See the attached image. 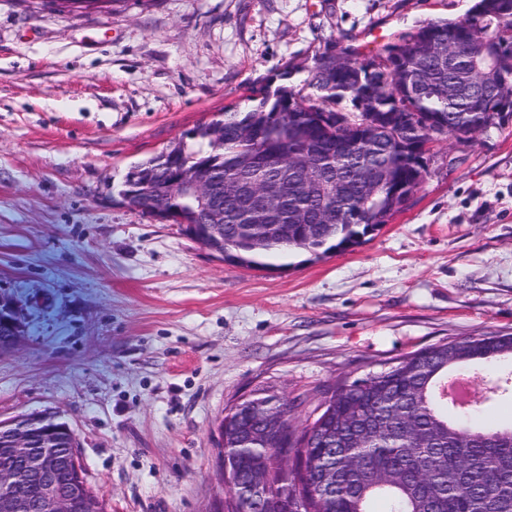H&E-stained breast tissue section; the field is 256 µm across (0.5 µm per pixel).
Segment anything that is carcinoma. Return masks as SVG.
<instances>
[{"mask_svg": "<svg viewBox=\"0 0 512 512\" xmlns=\"http://www.w3.org/2000/svg\"><path fill=\"white\" fill-rule=\"evenodd\" d=\"M471 21L481 22L484 31L481 55L448 50V40ZM308 87L307 95L286 85L253 92L246 111L224 112V136L197 125L133 166L117 196L129 192L133 172H152L156 191H168L160 163L165 154L224 169L226 186L250 167L276 178L281 165L297 157L300 167L288 170L278 212L279 222L292 224L288 244L241 231L239 198L228 189L221 224L202 210L194 219L199 243L207 244L219 229L227 259L240 264L286 248L318 255L354 247L411 203L392 204L381 190L364 203L363 168L393 167L413 195L425 179L416 150L428 141L432 123L443 124L447 139L471 138L505 124L498 110L502 102L511 105L512 116V0H476L460 17L431 20L388 48L383 63L334 46L316 55ZM344 99L354 111H336ZM363 127L373 129V146L353 159L343 145ZM362 205L370 219L382 221L338 224L327 217L329 209ZM511 342L505 334L443 343L361 379L339 382L332 386L334 404L312 424L298 429L284 411L288 433L280 439H251L257 428L246 407L225 417L228 453L251 448L264 460L265 483L244 504L245 512H265L275 502L307 496L303 468L333 473L336 497L326 504L332 512H376L378 499L385 501L386 512H512V480H495L498 474L512 475V424L452 412L442 397L452 371L512 358V352L502 351ZM65 425L56 418L47 434L32 438L25 430L24 438L32 447L46 436L64 455L73 442ZM18 493L32 512H53L41 507V477L26 479Z\"/></svg>", "mask_w": 512, "mask_h": 512, "instance_id": "1", "label": "carcinoma"}]
</instances>
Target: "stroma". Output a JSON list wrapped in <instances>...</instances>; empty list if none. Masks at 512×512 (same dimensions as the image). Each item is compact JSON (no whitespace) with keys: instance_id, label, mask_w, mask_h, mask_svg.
<instances>
[{"instance_id":"35a3bbf8","label":"stroma","mask_w":512,"mask_h":512,"mask_svg":"<svg viewBox=\"0 0 512 512\" xmlns=\"http://www.w3.org/2000/svg\"><path fill=\"white\" fill-rule=\"evenodd\" d=\"M473 0H0V422L54 412L107 512H213L217 420L307 402L403 355L512 333V121L433 147L411 205L359 246L225 262L120 203L132 166L265 85L304 88Z\"/></svg>"}]
</instances>
